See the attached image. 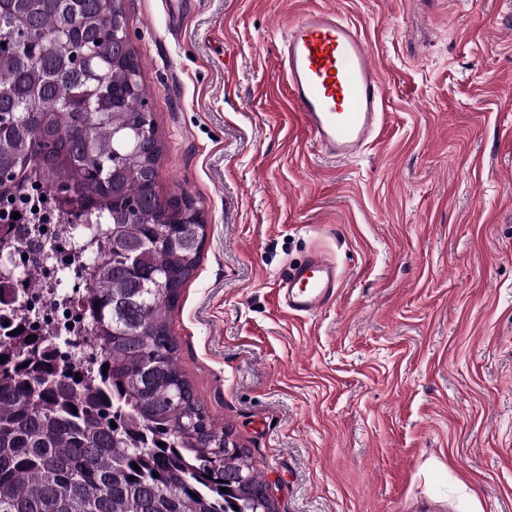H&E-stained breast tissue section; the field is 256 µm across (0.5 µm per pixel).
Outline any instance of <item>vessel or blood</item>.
I'll list each match as a JSON object with an SVG mask.
<instances>
[{"label": "vessel or blood", "instance_id": "vessel-or-blood-1", "mask_svg": "<svg viewBox=\"0 0 512 512\" xmlns=\"http://www.w3.org/2000/svg\"><path fill=\"white\" fill-rule=\"evenodd\" d=\"M277 61L319 156L347 161L365 150L384 123V87L358 27L332 9L305 10L283 27ZM281 283L283 306L305 318L333 303L339 278L334 261L315 251Z\"/></svg>", "mask_w": 512, "mask_h": 512}]
</instances>
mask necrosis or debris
Here are the masks:
<instances>
[{"label": "necrosis or debris", "mask_w": 512, "mask_h": 512, "mask_svg": "<svg viewBox=\"0 0 512 512\" xmlns=\"http://www.w3.org/2000/svg\"><path fill=\"white\" fill-rule=\"evenodd\" d=\"M20 232L33 239L38 250L13 249L6 272L16 279L37 281V289L24 300L28 315L50 334L65 340L84 339L90 327L77 316L82 296L70 290L69 284L76 281L79 271L72 266L69 255L75 252L90 256L86 237L80 228L65 224L52 212L44 223L23 225Z\"/></svg>", "instance_id": "obj_1"}]
</instances>
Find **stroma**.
Returning <instances> with one entry per match:
<instances>
[{"mask_svg":"<svg viewBox=\"0 0 512 512\" xmlns=\"http://www.w3.org/2000/svg\"><path fill=\"white\" fill-rule=\"evenodd\" d=\"M331 8L381 70L385 125L318 157L279 28ZM199 265L172 312L181 371L279 512H512V0H124ZM323 249L336 300L277 301Z\"/></svg>","mask_w":512,"mask_h":512,"instance_id":"35a3bbf8","label":"stroma"}]
</instances>
